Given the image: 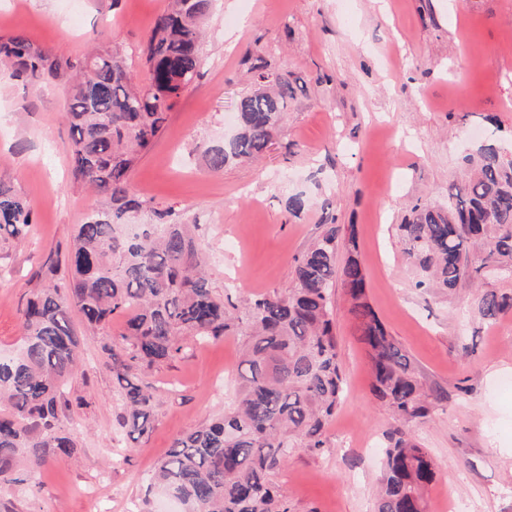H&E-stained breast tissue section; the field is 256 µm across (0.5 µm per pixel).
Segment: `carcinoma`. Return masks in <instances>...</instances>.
Listing matches in <instances>:
<instances>
[{
  "mask_svg": "<svg viewBox=\"0 0 512 512\" xmlns=\"http://www.w3.org/2000/svg\"><path fill=\"white\" fill-rule=\"evenodd\" d=\"M212 0H173L155 21L139 55L154 73L144 92L121 56L104 50L79 61L52 58L23 35L0 38V63L30 84L77 73L65 120L71 132L74 176L110 205L77 226L67 253L68 276L27 300L21 314L22 344L0 355V483L30 479L75 442L61 425L69 407L60 385L78 368L77 309L82 323L105 328L125 315L124 331L102 345L116 378L128 434L151 431V414L163 390L139 383L144 368L162 365L183 350L182 337L245 338L234 405L206 425L174 439L149 477L179 502L181 512H291L272 480L299 449L324 448L325 429L342 400L345 379L337 346L332 289L350 298L372 365V394L401 426L385 449L375 512H426V486L436 464L406 426L427 417L439 402L428 395L367 297L366 276L350 224H325L320 236L294 258L287 291L251 300L244 316L224 304L203 269L190 225L172 219L171 208L130 194L128 174L138 155L164 131L168 114L199 76V21ZM271 86L237 105L236 133L205 151L218 172L230 162L257 159L288 111L285 78L252 66ZM467 176L448 187V203L415 204L398 225L404 254L415 267L418 288L454 292L460 282L501 267L512 276V153L495 143L465 156ZM149 212L151 224L126 231ZM32 212L14 188L0 181V236L27 234ZM482 319L512 310V295L477 294Z\"/></svg>",
  "mask_w": 512,
  "mask_h": 512,
  "instance_id": "obj_1",
  "label": "carcinoma"
}]
</instances>
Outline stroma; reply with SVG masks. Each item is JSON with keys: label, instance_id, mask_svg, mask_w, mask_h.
Masks as SVG:
<instances>
[{"label": "stroma", "instance_id": "35a3bbf8", "mask_svg": "<svg viewBox=\"0 0 512 512\" xmlns=\"http://www.w3.org/2000/svg\"><path fill=\"white\" fill-rule=\"evenodd\" d=\"M170 0H0V36L23 34L77 60L93 48L142 46ZM201 27L203 64L167 128L129 174L131 191L195 225L208 274L244 308L283 292L292 264L325 219L355 225L368 301L441 397L409 428L437 463L428 512H512V311L478 317L477 288L512 293V279L463 281L453 293L415 288L396 226L411 205L448 200L464 157L491 140L512 150V0H216ZM288 78L295 96L253 163L210 171L204 150L235 127L256 85L252 64ZM68 78L25 85L0 70V179L34 214L22 239L0 241V351L15 349L21 312L47 285L78 224L104 198L75 180L64 120ZM307 205L287 211L289 196ZM332 305L346 376L325 446L300 450L274 480L293 512H373L382 450L396 426L371 392L370 359L344 288ZM79 328L80 363L62 387L72 455L36 485H0V512H171L145 476L178 435L220 416L239 382L242 337L185 338L181 355L142 374L166 388L153 429L129 439L119 387L101 349L124 329Z\"/></svg>", "mask_w": 512, "mask_h": 512}]
</instances>
